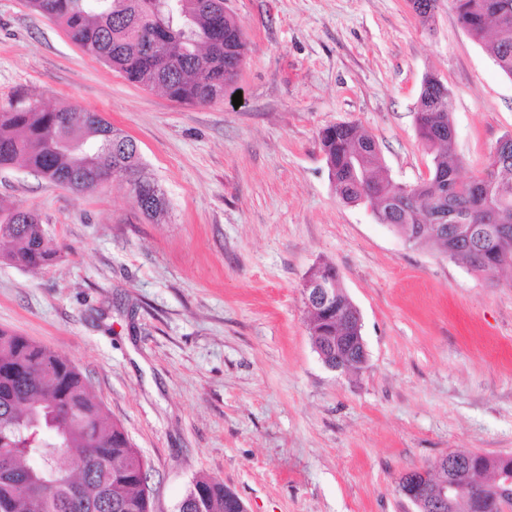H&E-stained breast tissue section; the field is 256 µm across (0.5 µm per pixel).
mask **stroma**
I'll return each instance as SVG.
<instances>
[{"label": "stroma", "instance_id": "stroma-1", "mask_svg": "<svg viewBox=\"0 0 512 512\" xmlns=\"http://www.w3.org/2000/svg\"><path fill=\"white\" fill-rule=\"evenodd\" d=\"M247 53L205 106L127 81L25 0H0V105H73L137 142L163 223L114 181L79 194L0 170V207L38 213L61 247L0 263V329L72 361L148 466L152 512L208 475L246 512H416L398 484L451 451L512 455V273L476 272L340 201L318 134L367 130L395 182L433 167L421 80L453 96L460 178L512 134V77L410 0H224ZM336 266L362 319V370L328 369L302 284Z\"/></svg>", "mask_w": 512, "mask_h": 512}]
</instances>
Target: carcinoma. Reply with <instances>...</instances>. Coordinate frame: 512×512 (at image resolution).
<instances>
[{
    "label": "carcinoma",
    "instance_id": "cac0c4a2",
    "mask_svg": "<svg viewBox=\"0 0 512 512\" xmlns=\"http://www.w3.org/2000/svg\"><path fill=\"white\" fill-rule=\"evenodd\" d=\"M28 7L62 26L89 54L133 82L157 88L189 106L224 98L239 76L246 42L224 0H26ZM437 0H411L421 23ZM461 27L482 43L498 68L512 76V0H452ZM453 98L433 74L424 76L415 112L417 134L434 152L429 181L403 186L383 175L374 138L351 123L320 132L321 149L336 196L347 204H373L377 219L399 233L425 229L427 242L450 260L478 270L468 253H448V233L435 222L450 213H480L485 195L497 203L500 223L512 224V161L493 148L481 175L490 181L475 193L455 189L460 160L451 119ZM20 162L32 172L83 193L106 179H134L133 198L158 220L167 201L146 176L139 149L123 129L99 113L68 105L0 107V169ZM486 272L512 269V252L483 239ZM60 249L47 238L39 216L12 210L0 219V262L32 270L51 265ZM348 331L333 315L310 313V336L326 362L336 364V344L325 336ZM78 458V472L67 464ZM494 466L476 460L460 467L470 490L486 485ZM147 472L125 430L109 420L88 382L68 359L0 329V512H151ZM200 499L193 512H246L220 480L196 477L183 500Z\"/></svg>",
    "mask_w": 512,
    "mask_h": 512
}]
</instances>
